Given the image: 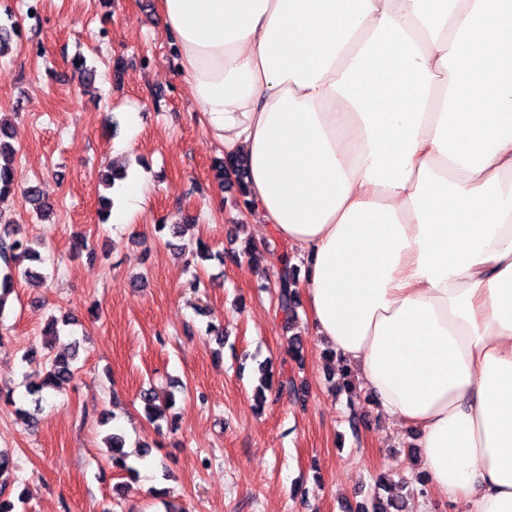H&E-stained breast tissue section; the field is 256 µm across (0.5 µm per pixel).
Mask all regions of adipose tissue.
<instances>
[{"mask_svg":"<svg viewBox=\"0 0 512 512\" xmlns=\"http://www.w3.org/2000/svg\"><path fill=\"white\" fill-rule=\"evenodd\" d=\"M306 322L427 489L512 512V0H158Z\"/></svg>","mask_w":512,"mask_h":512,"instance_id":"ef3b65f1","label":"adipose tissue"}]
</instances>
